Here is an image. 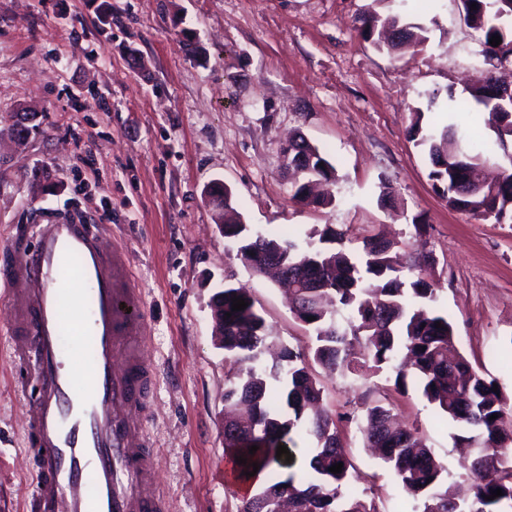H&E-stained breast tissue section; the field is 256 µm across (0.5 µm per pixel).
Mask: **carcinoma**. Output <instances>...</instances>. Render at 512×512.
I'll list each match as a JSON object with an SVG mask.
<instances>
[{"mask_svg":"<svg viewBox=\"0 0 512 512\" xmlns=\"http://www.w3.org/2000/svg\"><path fill=\"white\" fill-rule=\"evenodd\" d=\"M466 22L481 33L485 59L504 67L512 64V0H461ZM476 9H471V4ZM367 39L390 51L401 44L425 41L423 28L405 23L398 14L371 12L362 20ZM501 44H489L492 36ZM498 76L469 89L470 98L485 109L484 122L497 136L502 151V178L496 194L476 192L467 175L483 169L484 154L471 153L454 124L426 130L424 113L412 112L409 134L427 148L429 177L448 206L477 219L512 221V98L494 94ZM301 153L315 157L312 168L291 186L292 198L306 192V182L338 181L335 167L306 139ZM209 203L224 219V240L240 260L261 252L277 258L295 288L290 294L295 317L313 332V357L323 368L365 378L386 369L395 371V385L407 388L413 379L419 393L451 425L455 444L473 449L467 467L472 494L461 500L454 475L416 433L392 424L391 411L370 403L360 425L365 445L379 452L403 489L416 502L415 512H512V414L501 392L476 371L459 351L453 324L437 306L433 285L424 277L428 260L409 255L398 261L395 243L374 234L359 246H348L343 230L332 225L314 228L305 240L256 233L243 223L230 189L221 181L209 188ZM248 306L232 310V299ZM224 309L212 313L220 346L231 360L225 376L224 420L239 425L224 434V448L238 475L266 472L265 479L242 496L237 512H276L288 498L292 512H379L375 498L345 491L351 462L332 415L323 408L322 388L309 372L305 354L270 335L249 289L224 280L213 301ZM315 320L310 321L308 317ZM497 418L490 419L491 415ZM301 439L308 443L309 467L298 472L277 447ZM256 445L255 453H249ZM246 459L239 464L238 458ZM343 464L333 474L329 468ZM502 495L490 500L492 491Z\"/></svg>","mask_w":512,"mask_h":512,"instance_id":"obj_1","label":"carcinoma"}]
</instances>
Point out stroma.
<instances>
[{
    "label": "stroma",
    "mask_w": 512,
    "mask_h": 512,
    "mask_svg": "<svg viewBox=\"0 0 512 512\" xmlns=\"http://www.w3.org/2000/svg\"><path fill=\"white\" fill-rule=\"evenodd\" d=\"M372 5L422 26L424 44L395 57L364 40L359 19ZM187 39L202 58L182 52ZM480 50L460 0H0V250L15 225L46 211L128 248L148 321L141 358L154 373L144 426L169 512L239 504L224 477L226 364L210 309L225 276L250 290L274 336L311 346L282 291L226 248L204 195L215 179L254 231L301 239L330 224L430 254L425 276L461 352L512 407V223L448 208L408 133L420 108L426 125L473 131L499 161L482 112L446 110L485 78ZM22 107L38 127L21 142L9 119ZM293 133L336 168L333 205L292 200L283 148ZM385 184L390 205L379 201ZM11 318L0 297V512L27 507L36 468L13 390ZM313 371L356 466L348 488L372 491L380 512H414V501L363 446L355 419L372 400L463 473L450 426L416 388Z\"/></svg>",
    "instance_id": "35a3bbf8"
}]
</instances>
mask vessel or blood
I'll return each instance as SVG.
<instances>
[{
  "instance_id": "1",
  "label": "vessel or blood",
  "mask_w": 512,
  "mask_h": 512,
  "mask_svg": "<svg viewBox=\"0 0 512 512\" xmlns=\"http://www.w3.org/2000/svg\"><path fill=\"white\" fill-rule=\"evenodd\" d=\"M0 293L14 309L11 358L29 396L26 446L37 459L34 512H167L153 481L143 427L152 371L140 360L144 299L129 253L92 225L48 217L12 239ZM79 318L64 327L63 302ZM90 345L82 390L61 349L63 332Z\"/></svg>"
}]
</instances>
